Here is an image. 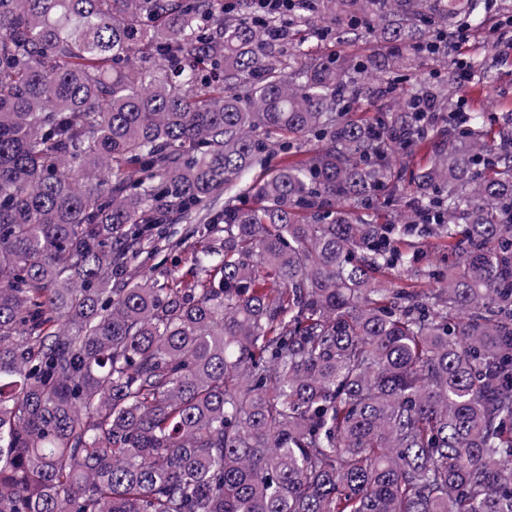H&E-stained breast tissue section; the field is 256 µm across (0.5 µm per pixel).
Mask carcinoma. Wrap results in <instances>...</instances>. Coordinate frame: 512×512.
Returning <instances> with one entry per match:
<instances>
[{"label": "carcinoma", "mask_w": 512, "mask_h": 512, "mask_svg": "<svg viewBox=\"0 0 512 512\" xmlns=\"http://www.w3.org/2000/svg\"><path fill=\"white\" fill-rule=\"evenodd\" d=\"M248 2L0 0V512H512V127L351 112L482 0ZM253 15L256 18H285L294 9L296 0H253ZM309 45L318 49L319 54L350 55L358 59L366 58L375 53H385L382 43L374 39H367L358 42H338L333 39H321L315 33L309 39Z\"/></svg>", "instance_id": "cac0c4a2"}]
</instances>
